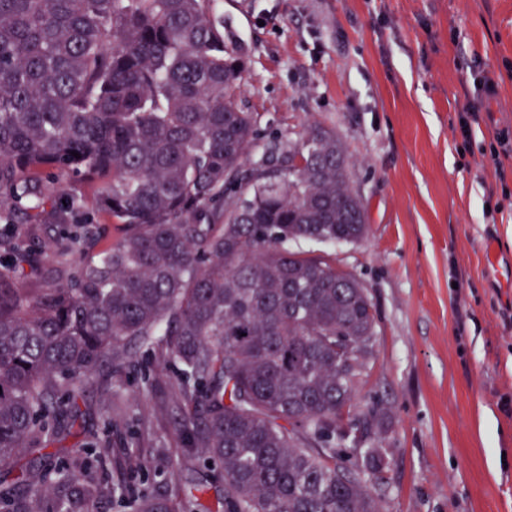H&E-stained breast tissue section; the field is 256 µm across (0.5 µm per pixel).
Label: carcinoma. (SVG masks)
<instances>
[{
    "instance_id": "1",
    "label": "carcinoma",
    "mask_w": 512,
    "mask_h": 512,
    "mask_svg": "<svg viewBox=\"0 0 512 512\" xmlns=\"http://www.w3.org/2000/svg\"><path fill=\"white\" fill-rule=\"evenodd\" d=\"M217 0H0V512H89L126 492L78 455L85 382L165 337L188 408L180 427L220 467L224 512H382L386 449L351 413L377 319L368 289L288 242L358 243L367 209L350 157L317 128L250 163L261 133L238 104L241 48ZM78 156H73V153ZM121 238L85 262L71 177ZM68 195L65 205L46 200ZM60 228L70 260L34 244ZM27 273L24 288L4 278ZM112 421L93 435L111 460ZM208 480L181 512H209ZM133 512H172L146 486Z\"/></svg>"
}]
</instances>
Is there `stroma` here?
Instances as JSON below:
<instances>
[{"instance_id": "35a3bbf8", "label": "stroma", "mask_w": 512, "mask_h": 512, "mask_svg": "<svg viewBox=\"0 0 512 512\" xmlns=\"http://www.w3.org/2000/svg\"><path fill=\"white\" fill-rule=\"evenodd\" d=\"M246 54L239 104L261 149L335 131L368 207L358 243H290L368 289L373 357L354 410L376 414L391 471L382 512H512V0H219ZM497 80V96L485 86ZM479 119L463 141L459 119ZM499 145L491 156V145ZM179 364L164 346L124 369L113 441L141 440L131 488L212 470L179 431ZM159 375L161 388L144 385ZM101 368L63 456L101 426Z\"/></svg>"}]
</instances>
